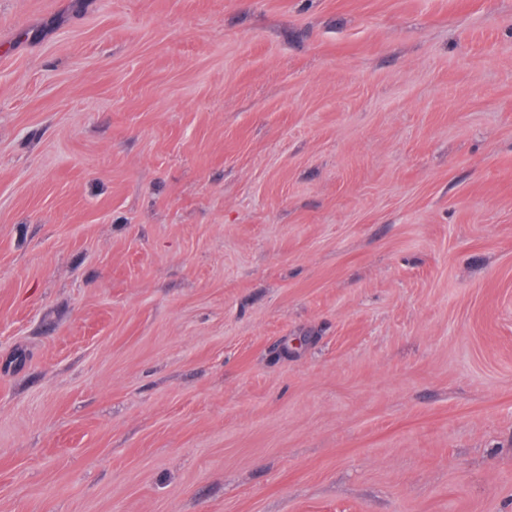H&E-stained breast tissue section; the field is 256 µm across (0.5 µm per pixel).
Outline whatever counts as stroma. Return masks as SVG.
<instances>
[{"label": "stroma", "instance_id": "35a3bbf8", "mask_svg": "<svg viewBox=\"0 0 512 512\" xmlns=\"http://www.w3.org/2000/svg\"><path fill=\"white\" fill-rule=\"evenodd\" d=\"M0 512H512V0H0Z\"/></svg>", "mask_w": 512, "mask_h": 512}]
</instances>
